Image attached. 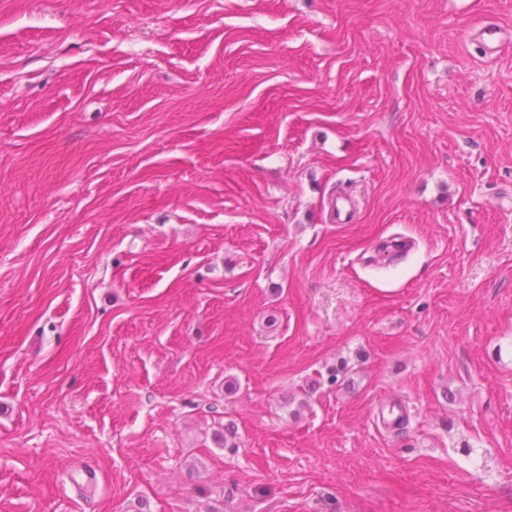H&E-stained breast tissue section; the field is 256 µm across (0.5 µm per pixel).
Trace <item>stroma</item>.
I'll return each mask as SVG.
<instances>
[{"label":"stroma","instance_id":"stroma-1","mask_svg":"<svg viewBox=\"0 0 512 512\" xmlns=\"http://www.w3.org/2000/svg\"><path fill=\"white\" fill-rule=\"evenodd\" d=\"M491 22L0 0V512H512ZM505 32L497 25L484 26L479 34L482 47L485 53H498L505 42Z\"/></svg>","mask_w":512,"mask_h":512}]
</instances>
